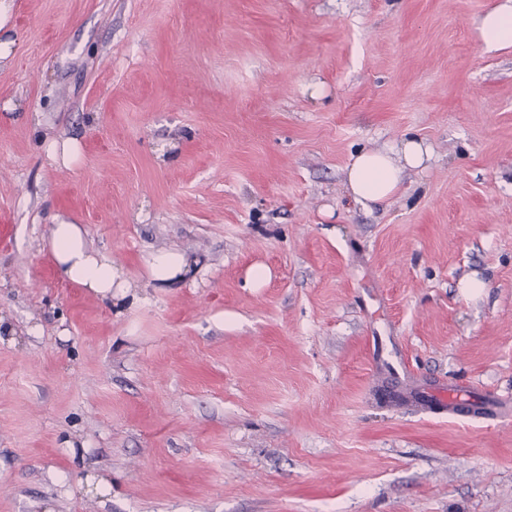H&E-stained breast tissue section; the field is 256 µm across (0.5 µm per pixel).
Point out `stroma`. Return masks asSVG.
Returning <instances> with one entry per match:
<instances>
[{"instance_id":"obj_1","label":"stroma","mask_w":512,"mask_h":512,"mask_svg":"<svg viewBox=\"0 0 512 512\" xmlns=\"http://www.w3.org/2000/svg\"><path fill=\"white\" fill-rule=\"evenodd\" d=\"M501 2L0 0V512H512V419L382 388L512 397ZM409 136L427 167L353 204ZM58 220L135 305L59 275ZM166 249L194 283L152 286ZM481 36L489 50L512 46V3L503 4L488 12L481 21ZM431 158V149L417 138L402 140L395 147L358 153L345 168L348 195L362 207L391 199L401 190L403 171L426 167ZM197 260L186 253L172 249L150 254L145 259L149 279L156 288H167L195 278ZM419 394L428 398L426 406L442 409L448 418L460 415V407L469 401L468 389L462 384H445L442 388H422Z\"/></svg>"}]
</instances>
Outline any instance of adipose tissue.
<instances>
[{"mask_svg":"<svg viewBox=\"0 0 512 512\" xmlns=\"http://www.w3.org/2000/svg\"><path fill=\"white\" fill-rule=\"evenodd\" d=\"M480 32L488 49L512 46V0H504L488 12L481 21ZM431 158V149L417 138L358 153L346 166V189L353 202L364 207L391 199L401 190L403 171L423 168ZM49 246L59 270L70 282L105 300L137 302L131 282L114 268L109 255L88 246L80 225H53ZM145 266L158 288L193 279L197 272L196 260L176 249L148 255Z\"/></svg>","mask_w":512,"mask_h":512,"instance_id":"ef3b65f1","label":"adipose tissue"}]
</instances>
